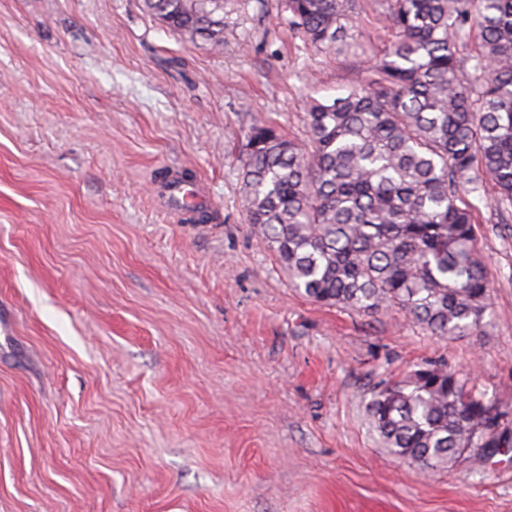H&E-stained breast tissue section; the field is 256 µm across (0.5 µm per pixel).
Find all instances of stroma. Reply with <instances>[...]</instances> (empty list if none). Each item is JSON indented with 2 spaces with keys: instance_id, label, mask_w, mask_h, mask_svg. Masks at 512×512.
<instances>
[{
  "instance_id": "1",
  "label": "stroma",
  "mask_w": 512,
  "mask_h": 512,
  "mask_svg": "<svg viewBox=\"0 0 512 512\" xmlns=\"http://www.w3.org/2000/svg\"><path fill=\"white\" fill-rule=\"evenodd\" d=\"M305 46L285 0H224V49L141 0H0V512H512V449L452 470L368 427L379 382L442 362L512 429V215L479 202L480 332L296 292L246 221L260 120L308 142L395 30ZM192 174L209 222L156 189Z\"/></svg>"
}]
</instances>
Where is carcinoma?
<instances>
[{"label": "carcinoma", "instance_id": "carcinoma-1", "mask_svg": "<svg viewBox=\"0 0 512 512\" xmlns=\"http://www.w3.org/2000/svg\"><path fill=\"white\" fill-rule=\"evenodd\" d=\"M399 39L348 94L313 102L309 145L254 122L240 168L247 222L315 302L399 308L433 336H469L490 308L476 203L512 205V0H385ZM187 41L224 48V0H142ZM319 51L358 44L354 0H286ZM389 453L451 469L469 448H511L493 403L423 363L365 405Z\"/></svg>", "mask_w": 512, "mask_h": 512}]
</instances>
